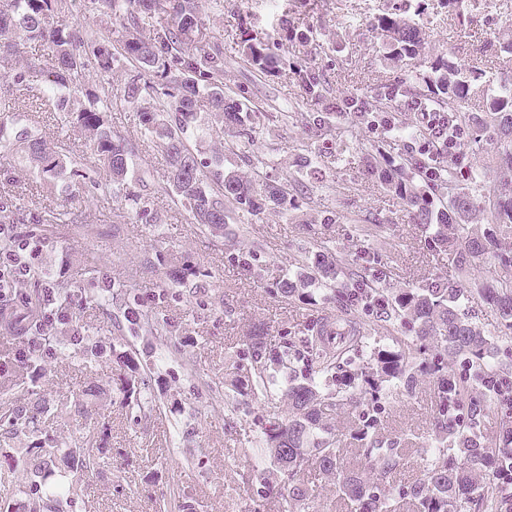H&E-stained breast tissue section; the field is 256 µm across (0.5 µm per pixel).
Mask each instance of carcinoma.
<instances>
[{
  "mask_svg": "<svg viewBox=\"0 0 512 512\" xmlns=\"http://www.w3.org/2000/svg\"><path fill=\"white\" fill-rule=\"evenodd\" d=\"M85 10L118 24L117 41L80 34L61 19L66 0H0V83L11 95H24L37 81L43 86L45 111L62 114L61 121L79 129L91 148L88 157H73L57 139L12 119L0 120V147L18 143L22 158L34 165L48 192H67L59 185L64 172L82 187L99 182L89 173L105 175L112 189L123 192L126 202L141 219L150 216L147 202L131 185L134 144L119 138L108 120L112 109V75L123 67L129 71L124 100L140 112L147 133L145 146L161 148L166 165L165 180L157 191L174 196L190 214L192 223L214 238L224 237V224L232 210L253 216L273 212L288 219L295 209L301 185L294 177L269 175L273 161L250 151L259 133L260 108L241 88L224 82V58L207 48L202 15L224 10V0H83ZM424 0H415L414 13L393 3L372 18L371 30L388 49L394 68L372 90L354 89L332 98L322 71L305 64L290 67L289 74L306 98L322 104L323 110L307 122L301 166L316 174L325 164L316 143L332 135L336 124L352 128L381 126L386 132L366 154L367 172L383 179L388 191L404 204L409 221L431 229L427 243L435 252L451 254L458 265L474 266L486 261L494 270V286L473 290L460 281L437 282L428 288H396L384 267L370 278L358 279L351 260L336 254L330 238L318 237L311 251L296 260L295 271L277 284L276 293L314 302L312 287L341 289L342 303L350 310H363L391 328L408 323L417 337L428 342L412 357L391 346L373 347L367 337L341 318L314 310L299 335L283 336L279 348L267 346L268 328L254 325L247 336L244 362L231 365L235 378L227 405L240 399L272 401L288 399V417L261 425L256 436L265 449L256 472L263 486L288 487V500L304 510L308 488L301 474L313 468L329 478L336 497L350 512H400L410 503L412 512H468L471 498L485 499L487 512H498L499 483L480 482L492 466L512 473V395L509 369L497 360L498 345L465 313L466 304L479 298L494 307L501 322L512 330V250L491 251L503 224L512 226V80L483 94L486 115L491 119L499 162L495 179L484 182L472 174L473 191L460 186L462 172L448 161V143L468 147L460 132L472 124L469 102L475 91L451 55H425V31L419 16ZM167 15L164 24H153L155 14ZM279 37L288 41L313 40V33H299L288 16L280 19ZM41 42L48 47L43 59L24 58L22 46ZM277 46L266 35L255 34L243 42V61L268 76L280 69ZM99 83L89 90L90 77ZM221 119L229 140L225 150L243 167L224 166L217 152L206 162L192 147L202 126V114ZM407 139L410 149L394 161L386 151L388 141ZM477 212L487 213L479 232L469 230L465 220ZM14 221L38 224L41 217L16 215L7 202L0 203V223ZM132 289L116 285L111 301L129 308V323L144 322L158 338L172 325L152 321L148 311L129 307ZM43 325L32 318L18 339L11 360L41 370V357L32 342H47L40 335ZM367 352L365 364L341 369L345 353ZM113 387L122 395L120 404L137 418L154 410L145 392L147 365L131 354L116 355ZM426 372L436 385L435 429L428 446L418 449L426 457L419 478L397 488L387 484L403 465L406 449L385 443L379 436L381 392L391 386L415 382ZM497 396L506 407L498 433L482 434L480 404L471 398L473 386ZM348 408L358 415L353 439L362 470L345 463L344 449L331 420L336 411ZM45 409L35 404L17 406L8 414V427L0 440V465L31 468L32 477L20 493L29 498V512H36L43 499L55 498L61 512H72L76 486L95 472L103 458L99 447L62 443L47 448L36 442L19 461L9 454L6 441L38 422ZM456 448L448 457V446Z\"/></svg>",
  "mask_w": 512,
  "mask_h": 512,
  "instance_id": "carcinoma-1",
  "label": "carcinoma"
}]
</instances>
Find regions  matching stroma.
<instances>
[{"mask_svg": "<svg viewBox=\"0 0 512 512\" xmlns=\"http://www.w3.org/2000/svg\"><path fill=\"white\" fill-rule=\"evenodd\" d=\"M386 0H224V10L206 14L209 44L224 59L228 84L248 90L251 100L265 109H284L291 117L277 136L257 135L254 149L270 156L277 175L306 180L309 191L298 198L290 220L272 213L252 216L233 211L216 242L192 224L172 197L147 187L142 191L153 223L137 218L117 219L123 198L109 186L74 189L71 196L42 189L33 170L22 161H0V197L14 212L42 216L39 224H15L20 238L36 240L43 248L44 274L61 271L73 293L77 320L56 323L54 336H78L83 346L105 340L113 351L139 353L145 334L134 333L122 309L102 301V286L123 283L132 288L141 309L167 320L171 338L155 340L156 363L149 388L157 408L151 414L127 419L119 393L104 395L87 408L61 409L78 390L106 387L115 368L112 353L87 365L53 352L44 370L33 373L18 365L0 369V415L12 406L43 402L49 408L40 427L49 438L81 440L94 435L107 450L109 465L82 481L77 512H159L170 496L189 502L193 512H284L287 491L265 492L256 478L260 456L254 438L258 418L282 417L288 402H241L236 412L224 407V361L243 348L252 324L269 327L267 343L279 347L284 331H297L306 312L298 300L276 295L296 259L311 250L324 216H335L328 227L338 252L358 254L390 270L395 287L424 288L435 279H485L489 267L459 269L453 256L426 249L420 225L410 223L404 205L365 171L367 148L381 137L378 130L360 128L350 149L339 152L335 164L324 167L319 179L307 180L299 165L306 122L315 105L301 99L299 86L285 74L263 76L241 64V24L277 36L281 18L299 30H320L315 44L285 43L280 50L288 62H310L323 69L334 93L377 87L386 76L383 48L368 25ZM423 21L429 29L426 52H452L456 62L473 73L475 84L512 77V54L493 41L512 23V0H462L457 12L426 0ZM40 98L14 105L15 112L37 118L38 129L63 138L71 153L88 148L80 131L61 128L42 112ZM491 128L471 124V142L463 164L493 178ZM381 223H373V216ZM261 244L255 274L242 275L237 256L245 241ZM194 271L186 284L172 286V262ZM434 387L420 379L414 389L386 392L381 433L410 439L402 481L418 478L424 466L420 447L434 430Z\"/></svg>", "mask_w": 512, "mask_h": 512, "instance_id": "1", "label": "stroma"}]
</instances>
